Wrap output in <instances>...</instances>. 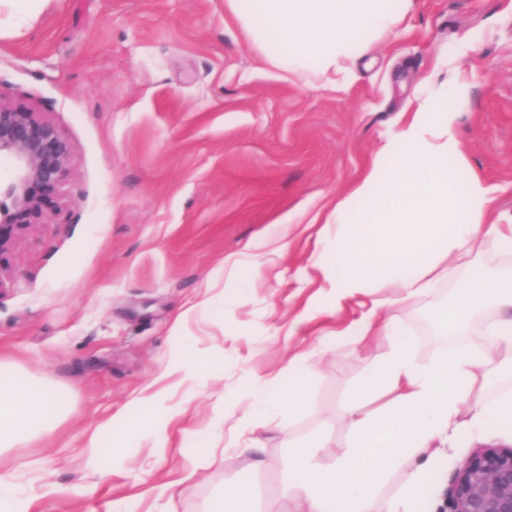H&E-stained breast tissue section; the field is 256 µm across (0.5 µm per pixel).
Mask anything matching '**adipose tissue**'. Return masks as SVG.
<instances>
[{
    "label": "adipose tissue",
    "instance_id": "ef3b65f1",
    "mask_svg": "<svg viewBox=\"0 0 512 512\" xmlns=\"http://www.w3.org/2000/svg\"><path fill=\"white\" fill-rule=\"evenodd\" d=\"M415 0H224L225 11L271 65L294 76L314 73L329 83L353 77L352 62L371 42L398 28ZM461 115L417 99L385 138L363 173L340 191L324 217L329 231L308 265L322 277L319 293L291 323L302 334L312 315H332L348 300L391 289L348 327L357 341L382 336L390 354L365 366V384L345 407L349 444L330 469L312 464V444L288 443L289 485L304 512H373L379 490L398 472L405 479L386 512H409L442 448L458 429L482 438L512 419V394L487 405L482 395L496 369L494 351H451L440 360L414 359L395 305L426 294L455 270L464 284L448 306V332L472 315L498 307L488 329L512 354V274L493 275L476 262L483 244L512 254V224L489 220L490 191L478 178L460 182L457 136ZM288 384L270 388L239 420L266 425L301 407L312 369L292 360ZM62 398L35 380L0 366V454L51 435L62 422Z\"/></svg>",
    "mask_w": 512,
    "mask_h": 512
}]
</instances>
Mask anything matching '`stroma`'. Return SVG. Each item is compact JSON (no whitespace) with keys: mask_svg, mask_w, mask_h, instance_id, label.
Wrapping results in <instances>:
<instances>
[{"mask_svg":"<svg viewBox=\"0 0 512 512\" xmlns=\"http://www.w3.org/2000/svg\"><path fill=\"white\" fill-rule=\"evenodd\" d=\"M508 1L416 0L336 89L266 63L224 0H36L29 26L0 32V102L34 108L74 147L60 196L0 270V361L64 400L50 438L0 457V469L22 472L32 512H112L126 498L137 512H211L241 481L256 512H299L284 495L287 439L321 437L313 463L330 466L346 441L343 404L366 361L389 352L383 337L361 344L342 333L370 306L364 295L289 335L320 285L301 273L316 247L313 219L363 172L426 78L452 63L470 83L459 172L478 176L491 211L512 219ZM242 254L256 270L225 295L224 262ZM461 283L439 281L395 309L417 361L499 345L480 321L474 336H449ZM182 337L212 360L188 398L164 377ZM298 354L315 371L307 399L280 429L252 434L254 453L229 448L225 428L212 447L181 453L183 430L212 429L221 409L238 420L249 395L288 380ZM160 391L166 434L114 456L112 419ZM477 447L465 440L441 455L412 512H440ZM45 480L55 493L44 494ZM163 482L173 494L159 495Z\"/></svg>","mask_w":512,"mask_h":512,"instance_id":"obj_1","label":"stroma"}]
</instances>
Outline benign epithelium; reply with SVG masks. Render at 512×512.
<instances>
[{"label": "benign epithelium", "instance_id": "1", "mask_svg": "<svg viewBox=\"0 0 512 512\" xmlns=\"http://www.w3.org/2000/svg\"><path fill=\"white\" fill-rule=\"evenodd\" d=\"M13 178L0 183V269L16 235L40 223L60 195L73 154L54 123L23 105L0 103V155ZM448 512H512V445L476 449L448 489Z\"/></svg>", "mask_w": 512, "mask_h": 512}]
</instances>
